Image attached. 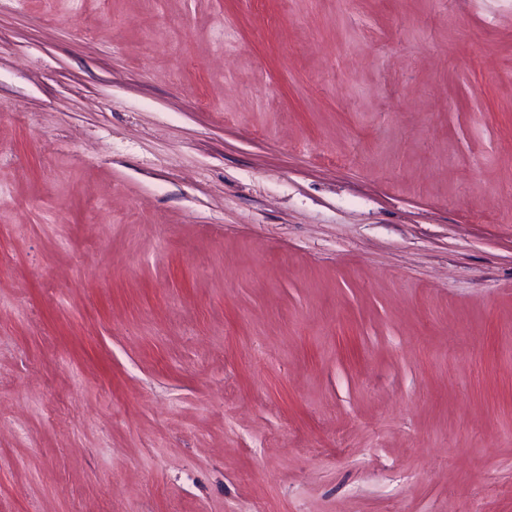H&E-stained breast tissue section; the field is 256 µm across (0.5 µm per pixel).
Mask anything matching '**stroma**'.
Segmentation results:
<instances>
[{
	"label": "stroma",
	"instance_id": "35a3bbf8",
	"mask_svg": "<svg viewBox=\"0 0 512 512\" xmlns=\"http://www.w3.org/2000/svg\"><path fill=\"white\" fill-rule=\"evenodd\" d=\"M0 512H512V0H0Z\"/></svg>",
	"mask_w": 512,
	"mask_h": 512
}]
</instances>
